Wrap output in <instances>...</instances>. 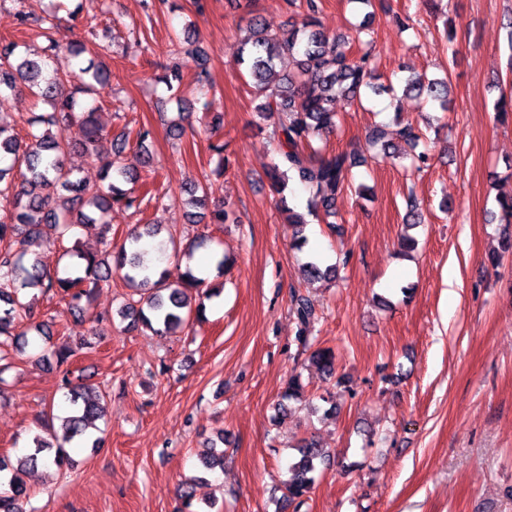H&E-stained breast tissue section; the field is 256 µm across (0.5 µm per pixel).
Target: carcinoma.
<instances>
[{
    "label": "carcinoma",
    "instance_id": "1",
    "mask_svg": "<svg viewBox=\"0 0 512 512\" xmlns=\"http://www.w3.org/2000/svg\"><path fill=\"white\" fill-rule=\"evenodd\" d=\"M319 10L320 0H303L301 21L291 25L286 33L271 32L258 17L251 18L247 35L241 40L237 65L248 71L254 80V93L262 99L256 116L264 122L273 121L276 160L267 172L272 188L280 194L288 181L296 180L310 193L308 211L330 217L336 197L349 187L352 169L362 165L365 159L355 153L322 155L312 146V141L336 130L338 99L360 103L364 93L379 94L387 87L378 84L379 75L371 52L353 58L345 39L330 37L318 28ZM18 16L23 30L42 40L44 47L40 57L31 58L18 53V42L0 39V106L26 93L46 104L50 111L26 120L29 130L24 138L15 128L0 123V160L10 158L9 164L0 165V361L6 359L13 346L26 341L28 333L50 336L47 323L32 322V301L38 295L67 298L71 307L81 312L82 302L101 283L110 281L114 272L132 286L144 289L152 286L155 290L139 305L125 306L123 316L129 319V327H145L164 334L183 326L192 313L188 292L195 290L209 299L216 291L201 290L204 279L189 267L182 281L175 285L166 282L163 272L154 276L138 257L141 240L155 235L149 226L131 234L128 244L120 247L111 263L83 252L79 242H74L68 256L82 261V272L62 276L57 271H47L36 258L27 265L22 262L30 246L62 240L77 228L89 230L103 224L104 214L115 204L138 211L144 200L152 197V190L137 186L139 176L119 159L109 162L103 170V184L92 188L83 185L73 178L74 170L64 165L70 146L51 139L47 131H38L36 126L80 123L84 129L81 153L87 156L108 149L120 156L131 145L142 156L152 131L142 126L133 135L124 131L114 138L98 123L97 100L109 74L95 62V57L105 52L106 46L97 44L90 50L81 43H64L57 38L53 18L32 17L23 11ZM195 54L200 63L194 83L203 88L209 84L207 55L198 47ZM285 56L294 59L297 73L288 74L275 84L270 76L275 72L276 62ZM182 80L175 61L167 64L159 77L170 97L178 102L182 101ZM405 90L448 111V88L443 81L411 78L406 80ZM395 117L396 135L405 144L416 146L424 138L423 131L401 120V114ZM368 145L379 149L384 159L394 157L387 133L381 127L371 129ZM301 271L303 279L313 281L336 276L337 267L307 261ZM290 300L299 324L296 338L306 346L309 328L317 320L316 309L294 288ZM310 360L327 376L335 375L332 348H317ZM62 386L68 411L56 416L58 426L50 428V438L35 436L33 447L14 462L0 459V475L8 486L0 491V512H23L25 490L21 474L25 469L40 462L60 468L69 462L65 446L98 445L86 433L104 416V396L66 376ZM302 389L298 378H289L279 411L287 412L286 402L299 398ZM295 451L297 458L289 463L288 478L283 482L281 509L300 512L321 475L322 466L330 459V452L313 440L303 441ZM201 463L209 471L223 467L224 450L210 448ZM180 500L181 512H214L217 507L214 499L201 506L194 504L191 479L182 483Z\"/></svg>",
    "mask_w": 512,
    "mask_h": 512
}]
</instances>
